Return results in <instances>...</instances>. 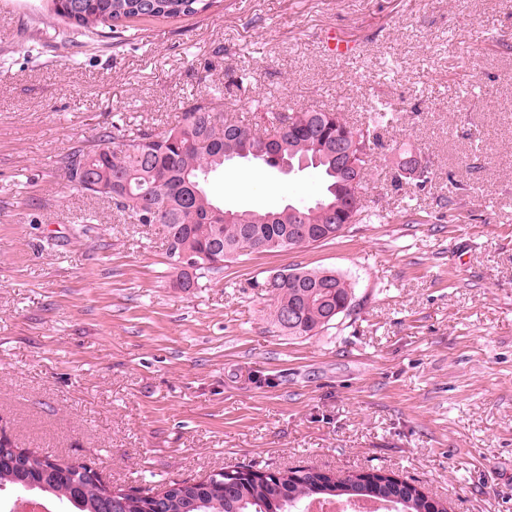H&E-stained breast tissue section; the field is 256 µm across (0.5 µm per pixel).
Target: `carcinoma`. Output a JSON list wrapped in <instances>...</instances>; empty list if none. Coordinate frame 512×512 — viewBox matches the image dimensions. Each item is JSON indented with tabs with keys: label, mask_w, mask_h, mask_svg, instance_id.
<instances>
[{
	"label": "carcinoma",
	"mask_w": 512,
	"mask_h": 512,
	"mask_svg": "<svg viewBox=\"0 0 512 512\" xmlns=\"http://www.w3.org/2000/svg\"><path fill=\"white\" fill-rule=\"evenodd\" d=\"M63 7L81 13L72 34L84 35L130 18L177 19L210 7L208 0H61ZM217 94H199L182 106L178 119L153 125L128 136L103 131L61 159L73 189L112 201L116 210L138 224H159L167 238L172 262L181 255L194 260L195 279L211 272L206 267L214 244L221 242L220 260L228 262L253 252H274L316 246L349 232L340 223L336 204L348 198L350 170L339 168L333 153L336 140L358 142L363 155L375 144L374 131L390 116L379 104L375 116L360 126L341 121L334 112H296L274 106L258 96L252 111L264 124L258 133L250 126L224 118ZM272 139V154L292 156L297 170H318L323 178L320 197L299 208V224L276 217L277 211L224 210L213 193L209 175L226 163L224 152L234 149L252 159L264 138ZM274 284L271 291L274 325L290 336H310L354 308V293L332 269L292 268L255 282ZM85 466L52 460L25 448L0 451V486L15 490L28 484L61 503H84L83 510L99 512L111 501L110 489L84 473ZM349 500L372 497L395 501L400 512H447L440 501L424 495L411 483L382 475L368 484L357 474L332 478L296 468L249 478L217 475L208 481L172 483L155 493L127 494L123 512H295V505L314 498Z\"/></svg>",
	"instance_id": "obj_1"
}]
</instances>
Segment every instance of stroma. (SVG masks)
<instances>
[{
	"mask_svg": "<svg viewBox=\"0 0 512 512\" xmlns=\"http://www.w3.org/2000/svg\"><path fill=\"white\" fill-rule=\"evenodd\" d=\"M330 29L355 60L327 55ZM69 31L51 0H0V432L121 489L379 470L448 512H512V0H215ZM217 87L250 124L258 94L355 124L391 103L361 189L380 222L173 288L157 225L72 190L59 160L114 115L171 122ZM406 149L425 189L393 181ZM214 188L262 210L321 179L235 161ZM297 267L348 279L351 314L279 332L254 282Z\"/></svg>",
	"mask_w": 512,
	"mask_h": 512,
	"instance_id": "stroma-1",
	"label": "stroma"
}]
</instances>
